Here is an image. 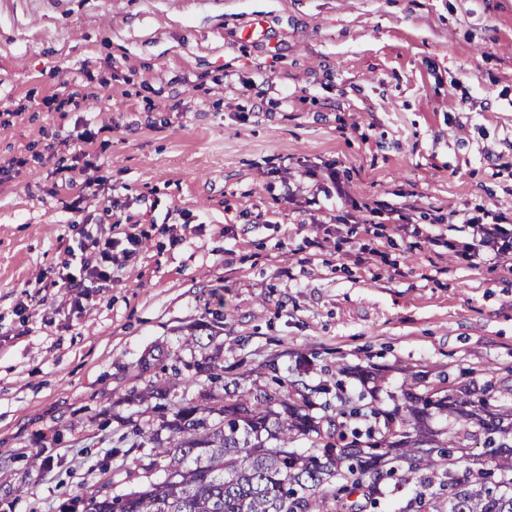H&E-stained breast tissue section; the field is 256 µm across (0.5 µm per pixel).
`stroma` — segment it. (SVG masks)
I'll return each instance as SVG.
<instances>
[{
	"label": "stroma",
	"mask_w": 512,
	"mask_h": 512,
	"mask_svg": "<svg viewBox=\"0 0 512 512\" xmlns=\"http://www.w3.org/2000/svg\"><path fill=\"white\" fill-rule=\"evenodd\" d=\"M77 82L100 101L74 108ZM0 166V512L130 490L112 430L158 429L155 352L246 386L303 354L312 384L411 367L512 399V252L447 248L463 213L512 223V0H0ZM330 166L367 223L314 199ZM131 230L108 287H66Z\"/></svg>",
	"instance_id": "stroma-1"
}]
</instances>
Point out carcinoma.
Instances as JSON below:
<instances>
[{
    "mask_svg": "<svg viewBox=\"0 0 512 512\" xmlns=\"http://www.w3.org/2000/svg\"><path fill=\"white\" fill-rule=\"evenodd\" d=\"M281 355L261 363L267 380L202 404L169 401L172 377L149 397L170 408L159 429L135 423L113 447L143 454L126 466L129 492L94 494L82 512H512V405L470 386L435 383L409 370L401 395L356 368L360 389L342 380L306 382L309 361L290 371ZM211 381L224 367L186 365ZM385 393L392 406L380 405ZM446 427H432L434 419ZM482 446L476 456L472 450ZM162 468L165 478L152 480ZM417 483L398 508L390 486Z\"/></svg>",
    "mask_w": 512,
    "mask_h": 512,
    "instance_id": "carcinoma-1",
    "label": "carcinoma"
}]
</instances>
